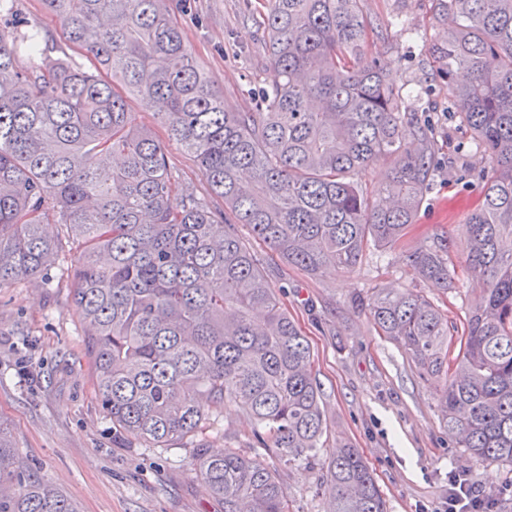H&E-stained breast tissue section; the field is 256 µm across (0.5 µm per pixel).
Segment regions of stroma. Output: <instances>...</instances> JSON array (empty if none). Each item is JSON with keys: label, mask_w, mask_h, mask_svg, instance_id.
Here are the masks:
<instances>
[{"label": "stroma", "mask_w": 512, "mask_h": 512, "mask_svg": "<svg viewBox=\"0 0 512 512\" xmlns=\"http://www.w3.org/2000/svg\"><path fill=\"white\" fill-rule=\"evenodd\" d=\"M362 10L371 23L369 55L406 91V105L429 120L438 141V178L417 214V229L441 224L464 242V213L482 182L483 166L467 156L470 131L449 104L448 86L435 76L426 53L443 32L433 0H363ZM262 12L263 0H190L188 10L177 15L190 51L235 109L273 79ZM396 13L409 34H381L380 24ZM129 108L140 125L165 141L169 168L180 183L206 192L193 156L168 141L152 111L134 99ZM416 242L408 237L404 247ZM404 247L372 252L351 274L327 268L310 275L260 244L255 253L310 341L332 440L358 448L390 512H444L449 471H467L489 497L498 496L505 473L453 448L435 408V380L420 376L397 345L378 336L357 303L381 288H412L443 298L449 320L463 316L472 283L459 277L444 293L413 279ZM77 259L75 247L64 244L50 277L0 288V427L37 474L81 512H222L193 465L200 450L234 446L276 470L294 512H325L317 493L321 469L285 465L254 447L248 440L252 419L235 406L225 408L198 446L153 448L113 429L94 391L84 326L73 301L70 273Z\"/></svg>", "instance_id": "1"}]
</instances>
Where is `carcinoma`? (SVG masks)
Here are the masks:
<instances>
[{
    "label": "carcinoma",
    "mask_w": 512,
    "mask_h": 512,
    "mask_svg": "<svg viewBox=\"0 0 512 512\" xmlns=\"http://www.w3.org/2000/svg\"><path fill=\"white\" fill-rule=\"evenodd\" d=\"M15 2L0 0V288L55 264L58 241L43 231L55 222L79 249L74 301L113 426L168 448L235 404L259 447L325 468L327 512H388L357 449L329 444L310 345L237 233L248 226L315 275L352 273L416 227L437 143L366 57L362 0H265L273 81L248 111L225 102L168 0H41L58 40L23 32ZM435 4L457 26L427 52L471 131L468 155L490 164L464 216V269L482 288L453 324L413 289H384L365 307L420 375L441 381L436 411L454 447L505 466L512 483V0ZM69 47L92 66L64 56ZM127 91L197 159L224 223L174 178ZM384 158L391 179L370 196L354 176ZM457 252L438 224L405 265L446 293ZM196 471L224 512H292L275 472L236 448L200 455ZM0 512H78L1 427Z\"/></svg>",
    "instance_id": "cac0c4a2"
}]
</instances>
